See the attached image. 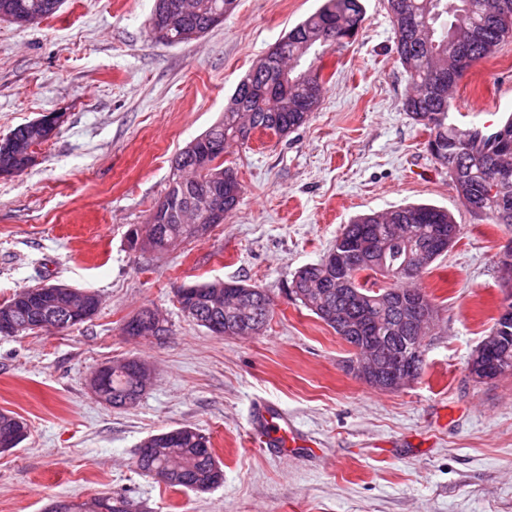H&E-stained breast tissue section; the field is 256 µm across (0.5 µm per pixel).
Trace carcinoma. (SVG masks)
I'll use <instances>...</instances> for the list:
<instances>
[{
  "instance_id": "obj_1",
  "label": "carcinoma",
  "mask_w": 512,
  "mask_h": 512,
  "mask_svg": "<svg viewBox=\"0 0 512 512\" xmlns=\"http://www.w3.org/2000/svg\"><path fill=\"white\" fill-rule=\"evenodd\" d=\"M195 9L182 18L187 28L209 31L215 26L214 14L233 0H193ZM62 0H0V18L19 27H26L53 16ZM498 0H397L399 9L409 15L417 26L432 31L428 41L411 36H399L400 20L391 18L395 34L398 60L408 75L411 91L403 102V111L418 124L436 136L435 160L446 170L463 205L476 216H483L494 224L508 222L500 216V199L512 198V184L492 188L488 165H496L490 155L493 146L486 131L475 132L466 146L458 147L450 140L458 128L448 125L452 105L451 91H436L430 75L437 69H448L455 54L458 35L471 36L470 52L473 62L491 57L504 42L512 39V32L488 24L486 15L496 9ZM364 22L360 0H324L322 6L291 28L276 44L273 63L286 64L297 53L300 45L314 38L319 42L304 59L302 69L310 71L307 82L298 86L264 93L270 72L251 70L236 86L231 99L236 107L224 109V119L206 131V135L226 144L230 141L246 143L256 129L270 130L286 136L299 129L310 118L303 101L307 86H313L316 97L325 90L321 70L324 53L340 51L342 40L355 37ZM190 169L188 184L177 182L178 172ZM215 187L210 172L193 169V157L187 150L179 152L173 162L169 191L193 199L205 196ZM459 240L460 226L448 211L432 205L419 204L391 209L381 214L365 215L345 225L331 251L350 243L362 248L364 257L357 259L351 279L338 283L329 279V258L299 270L291 281L295 299L331 327L344 342L360 347L371 346L378 362L392 363L397 357H408L414 362V376H419L424 365L426 347L423 339L427 328L420 325L424 309H435L431 300L418 289H385L390 298L383 300L374 291L381 270L374 259L381 257L386 268L395 270L406 257L408 245L421 251L419 266L426 272L436 257L431 254L434 243L447 236ZM177 237L183 241L195 237V225L175 220L160 225V235L153 240L155 251L165 250V244ZM193 310L187 317L197 325L211 329L220 325L228 330L238 322V314L223 300L216 302L208 288H194ZM47 309L65 315L70 304V293L61 291L45 299ZM250 320L263 330L272 313V299L263 290L248 298ZM10 307L13 319L22 325L21 332H29L37 311L23 300V293L3 302ZM494 379L512 376V338L501 341L488 357ZM140 389L133 367L121 362L112 364L104 387L102 402L123 407V400ZM5 430H18L21 438L28 433L27 421L10 411L0 415V435ZM160 450L141 443L135 465L152 477L167 475V485L195 491H207L224 482V470L216 460L209 437L191 426H181L150 437ZM105 506L107 512H133V504L125 497H95L80 504L76 512H95L94 506Z\"/></svg>"
}]
</instances>
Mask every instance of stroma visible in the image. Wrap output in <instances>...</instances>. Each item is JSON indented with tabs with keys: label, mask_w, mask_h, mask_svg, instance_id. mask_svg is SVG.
I'll list each match as a JSON object with an SVG mask.
<instances>
[{
	"label": "stroma",
	"mask_w": 512,
	"mask_h": 512,
	"mask_svg": "<svg viewBox=\"0 0 512 512\" xmlns=\"http://www.w3.org/2000/svg\"><path fill=\"white\" fill-rule=\"evenodd\" d=\"M325 56L318 109L280 137L228 143L237 208L209 235L163 252L129 249L169 189L172 161L224 114L237 83L321 0H238L200 40L151 35L154 0H63L42 22L0 20V138L46 112L57 132L19 176L0 179V302L43 284L98 294L86 323L0 335V410L30 427L0 453V512H45L55 500L122 495L138 512H512V377L476 382L469 359L511 292L499 254L512 225L460 202L402 110L410 85L384 0ZM512 116V41L458 83L459 127ZM448 210L460 238L416 285L438 309L421 375L384 391L348 373V346L287 293L294 275L358 216L408 204ZM240 281L274 302L252 337L188 321L179 288ZM145 308L162 338L124 335ZM136 358L152 371L139 402L113 409L90 391L101 364ZM286 414L301 440L261 451L255 405ZM189 425L211 440L224 482L172 488L135 467L141 441Z\"/></svg>",
	"instance_id": "1"
}]
</instances>
